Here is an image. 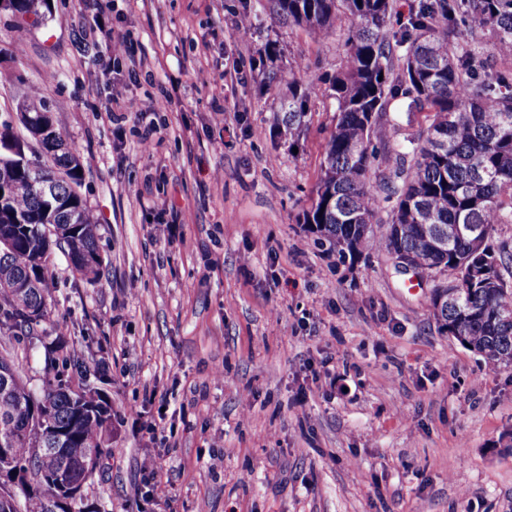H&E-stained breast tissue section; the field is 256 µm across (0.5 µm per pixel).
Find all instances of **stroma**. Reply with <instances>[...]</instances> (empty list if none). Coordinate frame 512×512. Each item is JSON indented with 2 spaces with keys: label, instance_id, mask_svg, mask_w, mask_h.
Here are the masks:
<instances>
[{
  "label": "stroma",
  "instance_id": "obj_1",
  "mask_svg": "<svg viewBox=\"0 0 512 512\" xmlns=\"http://www.w3.org/2000/svg\"><path fill=\"white\" fill-rule=\"evenodd\" d=\"M261 3L51 0L38 23L0 11V121L40 89L100 223L95 283L53 252L46 322L71 355L65 380L112 406L88 497L99 512H512V371L439 327L433 281L383 252L341 258L304 224L336 102L311 91L289 152L252 61L331 76L345 34L313 42ZM247 12L260 31L240 41ZM117 33L131 55L106 50ZM165 91L167 111L122 109ZM148 454L169 500L148 493Z\"/></svg>",
  "mask_w": 512,
  "mask_h": 512
}]
</instances>
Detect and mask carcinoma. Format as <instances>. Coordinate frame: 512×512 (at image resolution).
Returning a JSON list of instances; mask_svg holds the SVG:
<instances>
[{
  "instance_id": "1",
  "label": "carcinoma",
  "mask_w": 512,
  "mask_h": 512,
  "mask_svg": "<svg viewBox=\"0 0 512 512\" xmlns=\"http://www.w3.org/2000/svg\"><path fill=\"white\" fill-rule=\"evenodd\" d=\"M269 12L303 28L318 41L339 28L346 35L343 63L330 80L338 112L325 145L315 197L305 223L315 226L340 255L372 250L428 254L435 273L460 289L458 304L440 306L430 299V315L449 334L470 338L491 370H512V264L507 244L496 246L497 283L481 275V257L469 238L458 236L444 251L421 234L395 236L397 224H478L489 244L499 227L512 224V0H419L411 6L400 35L390 33L395 0H266ZM44 0H16L12 14L41 16ZM490 34L493 66L482 42L468 36ZM383 80H377V77ZM259 84L281 92L280 124L288 139L297 136L309 112L304 85L324 82L301 68L288 75L268 65L258 70ZM409 100L412 112L430 114L425 134L403 149L390 145L387 107ZM30 115L46 116L41 92L21 97ZM400 183L380 181L373 163L378 153ZM71 163L72 180L81 186L80 157L55 150L42 140L37 154L14 167L15 189L0 197V215L24 223L0 222V330L14 339L42 333L52 296L51 246L67 255L72 269L88 282L97 280L101 261L99 220L81 194L61 187L65 200L81 209V224H61L51 237L45 230L44 203L30 175L54 164ZM392 203L388 226L377 237L356 219L373 223L375 213ZM32 279L34 286L18 289ZM112 407L102 400L74 398L60 374L45 376L40 391L14 380L0 390V445L12 449L19 471H46L18 504L0 498V512H53L58 493L56 472L69 481L91 479L84 455L91 448L112 454L109 428Z\"/></svg>"
}]
</instances>
